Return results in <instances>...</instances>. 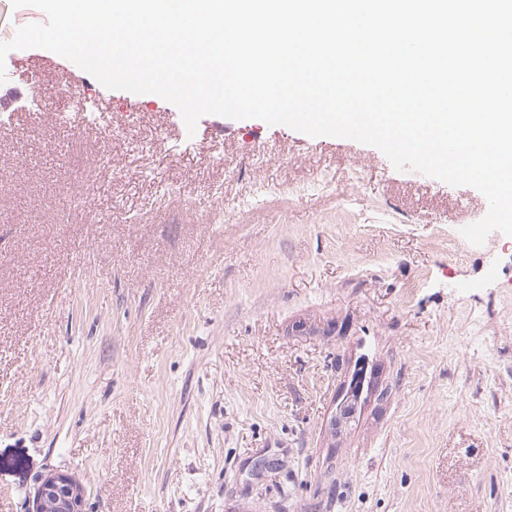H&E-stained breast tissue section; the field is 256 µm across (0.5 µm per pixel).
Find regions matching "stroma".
I'll list each match as a JSON object with an SVG mask.
<instances>
[{
	"instance_id": "1",
	"label": "stroma",
	"mask_w": 512,
	"mask_h": 512,
	"mask_svg": "<svg viewBox=\"0 0 512 512\" xmlns=\"http://www.w3.org/2000/svg\"><path fill=\"white\" fill-rule=\"evenodd\" d=\"M0 83V512H512V236L470 186L155 94ZM39 91L46 110L24 109ZM364 389L336 416L355 373ZM27 512H87L84 489L71 475L50 472L41 478Z\"/></svg>"
}]
</instances>
